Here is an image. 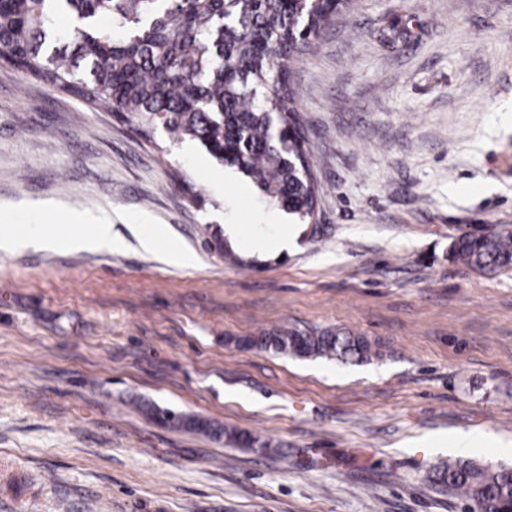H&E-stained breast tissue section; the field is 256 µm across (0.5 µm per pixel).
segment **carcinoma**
Here are the masks:
<instances>
[{"label":"carcinoma","mask_w":512,"mask_h":512,"mask_svg":"<svg viewBox=\"0 0 512 512\" xmlns=\"http://www.w3.org/2000/svg\"><path fill=\"white\" fill-rule=\"evenodd\" d=\"M50 11L71 14L73 28L49 30ZM335 14L334 0H0V60L95 109L132 115L148 140L162 129L198 143L309 222L317 186L283 60L310 51ZM102 15L117 33L98 29ZM451 256L485 273L512 268V230L463 233ZM247 342L300 358L375 355L367 338L332 330L262 331ZM434 482L478 512L512 502V469L450 459Z\"/></svg>","instance_id":"carcinoma-1"}]
</instances>
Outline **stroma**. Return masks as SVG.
Returning <instances> with one entry per match:
<instances>
[{
    "label": "stroma",
    "instance_id": "1",
    "mask_svg": "<svg viewBox=\"0 0 512 512\" xmlns=\"http://www.w3.org/2000/svg\"><path fill=\"white\" fill-rule=\"evenodd\" d=\"M289 67L316 221L233 261L225 225L273 209L250 180L0 65V213L53 234L78 209L121 240L0 251V512H473L435 468L512 467V269L448 255L512 227V0H353ZM144 222L190 264L143 249ZM291 327L378 355L241 344Z\"/></svg>",
    "mask_w": 512,
    "mask_h": 512
}]
</instances>
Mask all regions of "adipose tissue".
I'll use <instances>...</instances> for the list:
<instances>
[{"label":"adipose tissue","instance_id":"ef3b65f1","mask_svg":"<svg viewBox=\"0 0 512 512\" xmlns=\"http://www.w3.org/2000/svg\"><path fill=\"white\" fill-rule=\"evenodd\" d=\"M66 222L70 233L48 237L39 225L28 224L17 231L0 229V250L5 252L41 244L59 252L86 251L94 252L112 246V227L105 222L89 223L85 212L73 210L67 213ZM226 233L229 238L249 251H281L287 249L295 238L293 225L280 224L275 234L265 235L259 232H247L236 225H228Z\"/></svg>","mask_w":512,"mask_h":512}]
</instances>
